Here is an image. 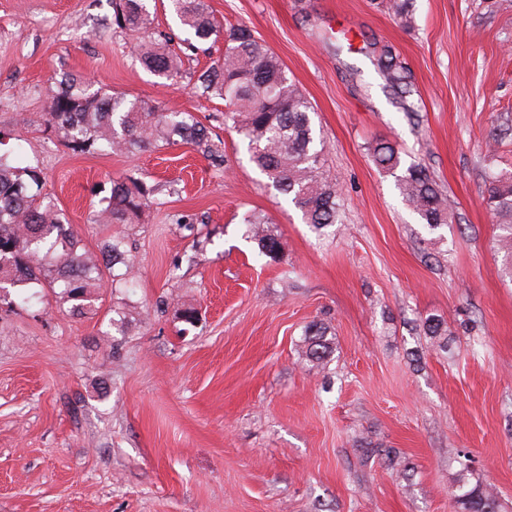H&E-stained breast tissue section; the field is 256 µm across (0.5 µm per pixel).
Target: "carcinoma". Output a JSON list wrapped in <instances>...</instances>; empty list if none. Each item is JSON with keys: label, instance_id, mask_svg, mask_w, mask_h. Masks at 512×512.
I'll return each mask as SVG.
<instances>
[{"label": "carcinoma", "instance_id": "cac0c4a2", "mask_svg": "<svg viewBox=\"0 0 512 512\" xmlns=\"http://www.w3.org/2000/svg\"><path fill=\"white\" fill-rule=\"evenodd\" d=\"M117 28L139 33L152 24L146 0H112ZM413 0H390L392 15L403 23L412 18ZM169 10L184 27L192 43L224 40V54L197 77L203 93L223 98L228 125L247 140L250 159L282 195L317 231L339 218V193L319 175L320 150L311 113L314 108L288 78L282 62L245 27L223 31L206 0H168ZM140 63L153 75L173 80L182 74V58L168 42L136 43ZM372 64L387 84L406 97L403 109L415 112L407 101L414 93L412 75L392 46L377 41L367 45ZM46 125L77 152L100 151L135 154L147 149L186 144L214 166L224 154L208 128L190 112H161L137 99L95 91L79 79H69L47 106ZM377 167L394 174L401 165L399 150L388 142L373 148ZM41 173L20 167L0 153V302L10 300V289L37 285L58 291L63 303L82 312L92 306L104 271L123 262L124 238L113 236L105 244L107 260L100 264L81 250L80 239L62 210L48 196L33 192ZM396 188L420 223L435 230L454 219L451 202L427 168L410 165L396 175ZM159 186L131 178L112 180L106 205L89 213L90 224H128L156 203ZM485 203L498 228V251L505 274L512 278V173L491 178ZM246 235L258 253L274 259L281 251L279 236L269 218L259 211L242 216ZM306 357L320 364L333 346L327 329L317 323L305 330ZM457 504L463 512H497L494 493L459 485Z\"/></svg>", "mask_w": 512, "mask_h": 512}]
</instances>
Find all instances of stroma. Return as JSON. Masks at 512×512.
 <instances>
[{
	"instance_id": "1",
	"label": "stroma",
	"mask_w": 512,
	"mask_h": 512,
	"mask_svg": "<svg viewBox=\"0 0 512 512\" xmlns=\"http://www.w3.org/2000/svg\"><path fill=\"white\" fill-rule=\"evenodd\" d=\"M207 3L311 102L341 220L304 224L225 128L224 100L202 96L223 43L184 49L174 82L144 70L112 0H0V149L41 170L88 254L118 235L128 259L126 286L103 285L85 313L39 287L0 304V512H459L463 479L512 512V278L484 201L490 174L512 172V0H415L408 26L382 0ZM375 40L410 68L420 112L365 55ZM68 76L195 114L223 166L180 144L71 151L45 125ZM379 140L429 169L453 223H419L371 159ZM129 176L162 185L157 205L88 223ZM251 210L273 220L277 258L248 241ZM432 318L447 349L423 332ZM313 321L335 348L318 366Z\"/></svg>"
}]
</instances>
